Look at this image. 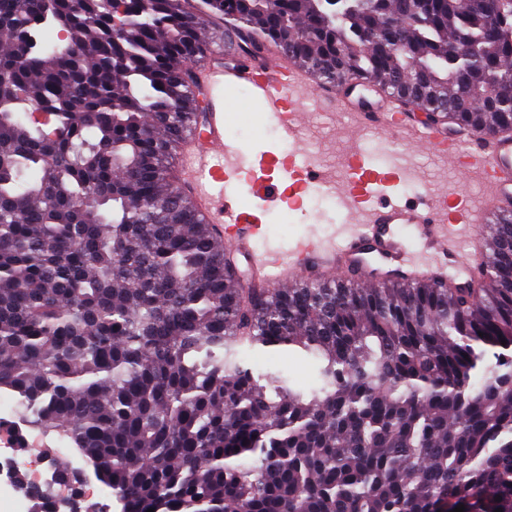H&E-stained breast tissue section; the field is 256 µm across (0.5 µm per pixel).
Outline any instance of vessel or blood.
Instances as JSON below:
<instances>
[{
    "mask_svg": "<svg viewBox=\"0 0 512 512\" xmlns=\"http://www.w3.org/2000/svg\"><path fill=\"white\" fill-rule=\"evenodd\" d=\"M206 111L191 137L181 146L177 174L191 190L209 223L216 225L224 246L247 265L263 269L265 288H288L313 273L337 279L341 269H354L371 287L401 270L414 281L433 276L464 286L483 254L474 233L503 210L512 208V134L474 132L461 145L454 127L431 125L408 115L383 92L363 94L362 82L325 88L321 103L327 112H347L351 123L343 130L349 144V176L336 174L305 160L273 173L269 158L248 161L224 133L226 101L239 87H247L259 101L283 140L298 142L306 110L302 92L309 78L273 46L262 57L212 58L202 72ZM387 144L419 151H436L449 167L460 169L484 190L480 208L462 196L442 200L428 189L411 203L390 194L387 176L367 166L360 147L367 132ZM236 179L253 196L258 211L287 203L289 186L321 190L336 196L346 216L332 234L309 231L288 253L262 247L266 227L257 213L243 211L224 192Z\"/></svg>",
    "mask_w": 512,
    "mask_h": 512,
    "instance_id": "obj_1",
    "label": "vessel or blood"
}]
</instances>
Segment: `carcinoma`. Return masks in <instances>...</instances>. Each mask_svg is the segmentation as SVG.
<instances>
[{"label":"carcinoma","mask_w":512,"mask_h":512,"mask_svg":"<svg viewBox=\"0 0 512 512\" xmlns=\"http://www.w3.org/2000/svg\"><path fill=\"white\" fill-rule=\"evenodd\" d=\"M0 0V395L124 512H512V214L473 287L247 288L174 176L221 43L512 132V0ZM39 103L52 131L27 110ZM506 344H501V341ZM316 362L303 389L256 354ZM35 512H57L52 488Z\"/></svg>","instance_id":"1"}]
</instances>
